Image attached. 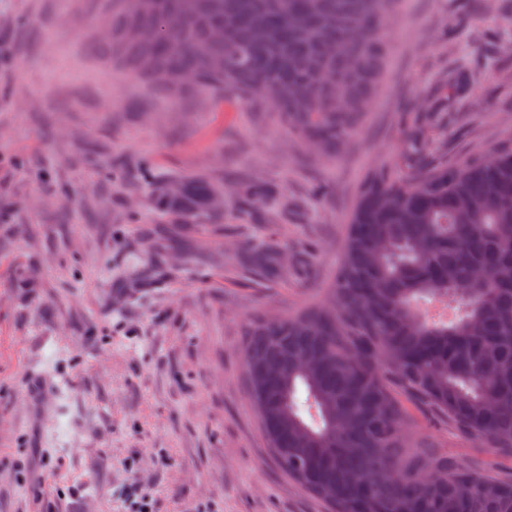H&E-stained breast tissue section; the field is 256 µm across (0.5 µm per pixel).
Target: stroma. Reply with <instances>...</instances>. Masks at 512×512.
Returning a JSON list of instances; mask_svg holds the SVG:
<instances>
[{"label": "stroma", "instance_id": "35a3bbf8", "mask_svg": "<svg viewBox=\"0 0 512 512\" xmlns=\"http://www.w3.org/2000/svg\"><path fill=\"white\" fill-rule=\"evenodd\" d=\"M96 0H0V512H325L272 457L242 330L327 300L359 188L424 132L431 164L512 140V0H401L381 86L334 151L269 106L181 102L89 48ZM477 75L425 112L456 70ZM198 173L224 216L177 224L152 199ZM273 191L265 223L230 189ZM287 218H280V208ZM276 247L280 278L242 253ZM410 448L512 479V452L409 407Z\"/></svg>", "mask_w": 512, "mask_h": 512}]
</instances>
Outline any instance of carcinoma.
<instances>
[{
    "label": "carcinoma",
    "instance_id": "1",
    "mask_svg": "<svg viewBox=\"0 0 512 512\" xmlns=\"http://www.w3.org/2000/svg\"><path fill=\"white\" fill-rule=\"evenodd\" d=\"M97 2L110 31L101 53L176 98L267 102L285 128L332 149L379 85L399 0ZM471 79L458 73L429 111H448ZM427 153L411 135L407 156L360 187L328 303L244 328L249 395L272 453L329 512H512V481L404 444L398 392L512 449V142L453 167L426 166ZM173 183L177 194L155 196L156 209L179 224L211 212L207 177ZM269 193L246 183L237 206L259 220ZM248 261L286 272L271 247ZM426 300L461 314L429 319Z\"/></svg>",
    "mask_w": 512,
    "mask_h": 512
}]
</instances>
